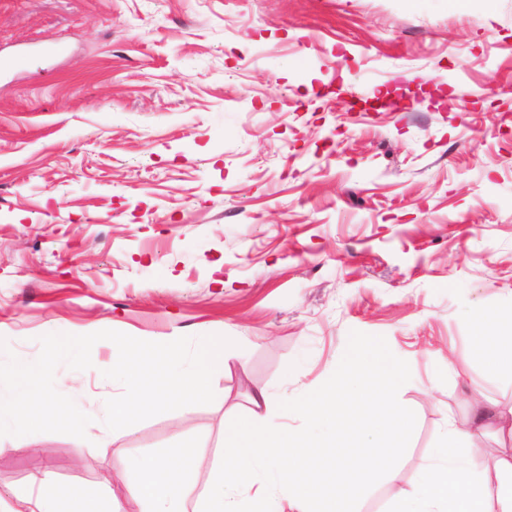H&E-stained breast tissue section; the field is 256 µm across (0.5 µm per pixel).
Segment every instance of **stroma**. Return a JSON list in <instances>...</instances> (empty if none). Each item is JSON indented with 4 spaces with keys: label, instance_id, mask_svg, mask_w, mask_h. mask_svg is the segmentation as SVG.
Masks as SVG:
<instances>
[{
    "label": "stroma",
    "instance_id": "obj_1",
    "mask_svg": "<svg viewBox=\"0 0 512 512\" xmlns=\"http://www.w3.org/2000/svg\"><path fill=\"white\" fill-rule=\"evenodd\" d=\"M481 306L512 307V0H0V338L234 342L213 403L107 434L112 385L86 373L85 438L0 436V512L47 479L101 503V470L174 446L206 483L257 390L354 354L411 419L359 504L386 512L445 416L512 408L472 348ZM369 415L337 447L393 445Z\"/></svg>",
    "mask_w": 512,
    "mask_h": 512
}]
</instances>
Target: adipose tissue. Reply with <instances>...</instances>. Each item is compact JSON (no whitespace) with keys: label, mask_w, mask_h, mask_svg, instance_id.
I'll list each match as a JSON object with an SVG mask.
<instances>
[{"label":"adipose tissue","mask_w":512,"mask_h":512,"mask_svg":"<svg viewBox=\"0 0 512 512\" xmlns=\"http://www.w3.org/2000/svg\"><path fill=\"white\" fill-rule=\"evenodd\" d=\"M499 326L485 338L481 355L491 374L512 382V309L494 312ZM349 382L348 397H340L335 383L306 386L302 397L283 403L289 418L306 423L309 439L326 448L336 443V422L346 405H383L386 395L367 390V374L355 361L339 370ZM321 401L317 414H309L308 403ZM254 409L245 421L226 427L223 451L214 459L205 485L194 478V459L173 462L169 453L134 457L119 483L137 476L132 488L140 497V512H246L247 504L257 512H357V503L390 470L396 450L378 459L335 454L322 481L314 484L306 498L297 494L298 467L288 464L278 449L280 431L264 415V408L278 404L266 390L253 394ZM444 446L435 448L421 476L391 504L389 512H512V448H497L491 465L476 470L471 450L463 444L464 431L453 417L443 421Z\"/></svg>","instance_id":"1"}]
</instances>
